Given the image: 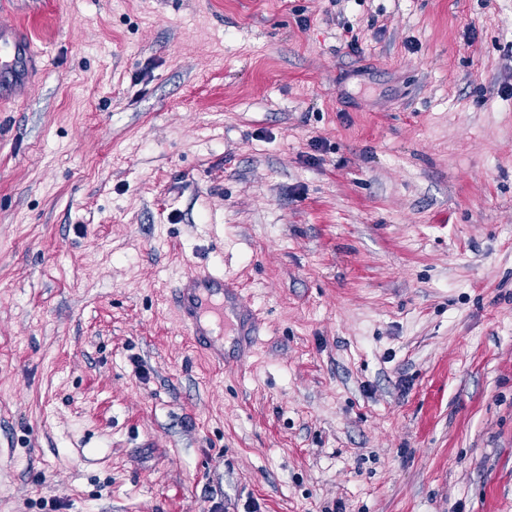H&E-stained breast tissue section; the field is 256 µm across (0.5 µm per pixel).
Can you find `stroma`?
<instances>
[{
    "label": "stroma",
    "mask_w": 512,
    "mask_h": 512,
    "mask_svg": "<svg viewBox=\"0 0 512 512\" xmlns=\"http://www.w3.org/2000/svg\"><path fill=\"white\" fill-rule=\"evenodd\" d=\"M0 26V512H512V0ZM199 268L260 318L221 366ZM31 56V47L18 37L15 29H0V80L28 66ZM173 300L185 335L215 364H224V329L237 336L242 348L250 347L257 335L258 317L242 288L224 273L204 270L187 276Z\"/></svg>",
    "instance_id": "1"
}]
</instances>
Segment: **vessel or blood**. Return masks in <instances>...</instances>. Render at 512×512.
<instances>
[{
  "label": "vessel or blood",
  "mask_w": 512,
  "mask_h": 512,
  "mask_svg": "<svg viewBox=\"0 0 512 512\" xmlns=\"http://www.w3.org/2000/svg\"><path fill=\"white\" fill-rule=\"evenodd\" d=\"M32 55L16 30L0 29V80L27 66ZM181 326L194 347L215 364L224 362V335L232 333L240 347H250L259 319L239 285L223 273L203 271L187 276L174 292Z\"/></svg>",
  "instance_id": "vessel-or-blood-1"
}]
</instances>
